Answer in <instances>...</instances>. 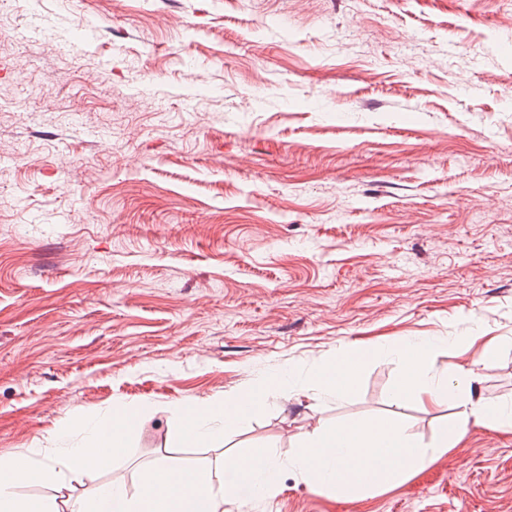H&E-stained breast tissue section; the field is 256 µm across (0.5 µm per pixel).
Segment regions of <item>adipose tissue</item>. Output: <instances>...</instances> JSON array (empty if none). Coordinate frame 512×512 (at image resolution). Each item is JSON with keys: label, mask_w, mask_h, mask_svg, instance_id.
<instances>
[{"label": "adipose tissue", "mask_w": 512, "mask_h": 512, "mask_svg": "<svg viewBox=\"0 0 512 512\" xmlns=\"http://www.w3.org/2000/svg\"><path fill=\"white\" fill-rule=\"evenodd\" d=\"M478 348L474 365L437 368L440 349L460 345ZM390 355L402 366L399 395H411L433 405H459L455 424L443 429L432 445L422 446L401 422L358 423L317 429L308 434L289 461L273 452L260 458L238 456L224 464L207 467L174 466L158 462L140 471V492L124 484L106 482L91 498L70 496L60 505L24 497L23 488L32 479L49 483L76 480L96 470L102 461L128 441L133 417H146L152 402H142L135 414L118 413L107 422L84 420L63 423L57 445L43 459L18 453L0 455V512H224L233 503L237 512H251L255 502L271 489V480L284 469L297 472L317 493L355 494L397 485L434 463L461 443L470 425L512 432V403H492L473 396L475 368L497 355L494 342L477 337L422 336L403 339L390 347ZM369 353L352 348L322 364L316 374L315 398L336 394L337 381L352 385ZM253 397L241 391L200 408L184 426L187 440L211 438L215 426L229 429L251 407ZM269 480H261V473Z\"/></svg>", "instance_id": "adipose-tissue-1"}]
</instances>
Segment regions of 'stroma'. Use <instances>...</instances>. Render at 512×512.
Returning a JSON list of instances; mask_svg holds the SVG:
<instances>
[{
	"label": "stroma",
	"mask_w": 512,
	"mask_h": 512,
	"mask_svg": "<svg viewBox=\"0 0 512 512\" xmlns=\"http://www.w3.org/2000/svg\"><path fill=\"white\" fill-rule=\"evenodd\" d=\"M0 455L154 404L75 484L293 454L319 426L455 406L397 398L402 336L482 332L512 401V0H27L0 12ZM350 391L281 402L353 343ZM253 404L207 443L205 401ZM257 512H512V434L471 426L404 484ZM252 403L253 396L247 391H241L227 394L221 401L198 409L184 426L186 439L206 441L211 438L216 424L221 425L224 430L234 427Z\"/></svg>",
	"instance_id": "1"
}]
</instances>
